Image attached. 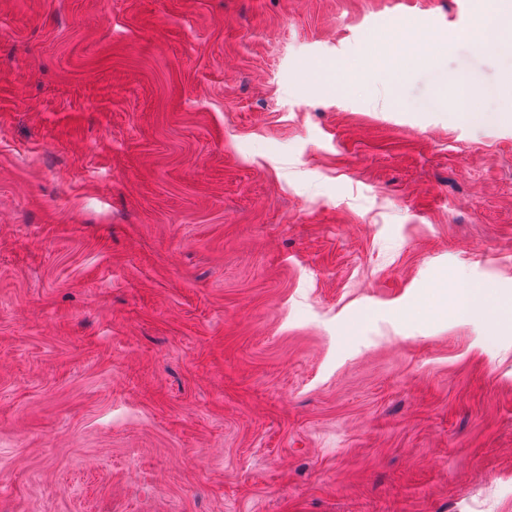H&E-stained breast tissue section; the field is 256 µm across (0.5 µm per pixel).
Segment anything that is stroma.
Listing matches in <instances>:
<instances>
[{
	"label": "stroma",
	"instance_id": "1",
	"mask_svg": "<svg viewBox=\"0 0 512 512\" xmlns=\"http://www.w3.org/2000/svg\"><path fill=\"white\" fill-rule=\"evenodd\" d=\"M490 10L0 0V512H512ZM432 43L435 44L436 53L440 47L437 42H431L423 37L414 38L406 45L405 49L401 47L397 53L392 55H380L373 51L371 58L374 59L375 65L372 69L383 72L392 83H397L421 53L431 50ZM454 307L462 318H479L489 313L487 301L478 288H457L454 293Z\"/></svg>",
	"mask_w": 512,
	"mask_h": 512
}]
</instances>
